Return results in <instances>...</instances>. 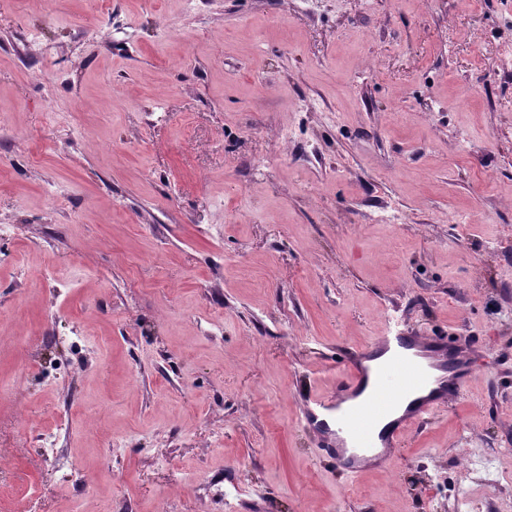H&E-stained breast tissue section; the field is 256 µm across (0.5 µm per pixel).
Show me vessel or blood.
<instances>
[{
	"label": "vessel or blood",
	"mask_w": 512,
	"mask_h": 512,
	"mask_svg": "<svg viewBox=\"0 0 512 512\" xmlns=\"http://www.w3.org/2000/svg\"><path fill=\"white\" fill-rule=\"evenodd\" d=\"M469 337L448 342L389 323L373 344L349 349L328 393L309 394L303 420L350 476L386 466L409 428L452 405L474 377Z\"/></svg>",
	"instance_id": "obj_1"
}]
</instances>
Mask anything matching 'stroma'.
Returning a JSON list of instances; mask_svg holds the SVG:
<instances>
[{"instance_id":"35a3bbf8","label":"stroma","mask_w":512,"mask_h":512,"mask_svg":"<svg viewBox=\"0 0 512 512\" xmlns=\"http://www.w3.org/2000/svg\"><path fill=\"white\" fill-rule=\"evenodd\" d=\"M508 49L512 0H0V512H512ZM391 314L475 375L354 478L301 410Z\"/></svg>"}]
</instances>
